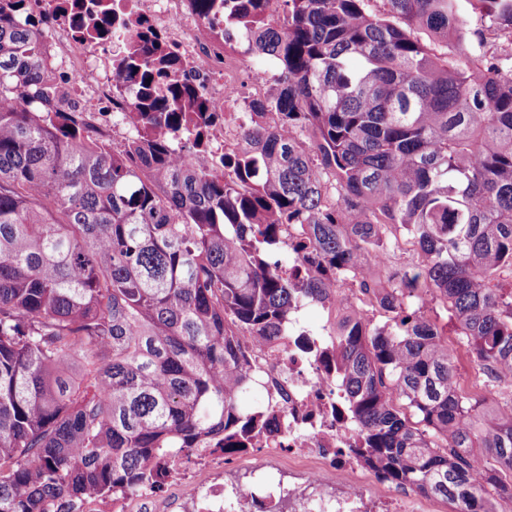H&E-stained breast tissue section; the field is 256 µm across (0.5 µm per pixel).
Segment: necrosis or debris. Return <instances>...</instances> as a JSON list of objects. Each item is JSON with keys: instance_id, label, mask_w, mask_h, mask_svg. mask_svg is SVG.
<instances>
[{"instance_id": "4bbe7bcc", "label": "necrosis or debris", "mask_w": 512, "mask_h": 512, "mask_svg": "<svg viewBox=\"0 0 512 512\" xmlns=\"http://www.w3.org/2000/svg\"><path fill=\"white\" fill-rule=\"evenodd\" d=\"M45 63L60 90L51 102L74 119L84 136L120 147L140 135L126 114L139 99V80L121 77L117 37L135 31L155 39L180 61L177 73L157 77L164 94L178 82L202 94L206 119L199 131L171 136L170 153L203 158L211 172L236 154L239 128L253 103L267 95V78H251L242 92L244 58L225 44L224 20L207 22L192 0H27ZM324 336L288 319L286 338L245 339L250 365L264 391L265 426L254 432L244 475L225 468L219 443L174 455L165 462V497L154 485L113 498L88 496L72 512H436L431 502L395 492L375 481L350 453L352 436L341 421L335 371L324 362Z\"/></svg>"}]
</instances>
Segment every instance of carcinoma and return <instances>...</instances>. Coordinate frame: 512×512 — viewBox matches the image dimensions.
Listing matches in <instances>:
<instances>
[{"mask_svg":"<svg viewBox=\"0 0 512 512\" xmlns=\"http://www.w3.org/2000/svg\"><path fill=\"white\" fill-rule=\"evenodd\" d=\"M24 2L0 0V512L159 485L203 438L238 451L240 337L346 281L331 358L365 462L465 512L511 506L512 401L461 386L448 327L512 387V0H196L279 69L232 176L168 159L204 112L176 90L128 113L157 131L131 158L83 146L45 105ZM124 53L150 99L155 59Z\"/></svg>","mask_w":512,"mask_h":512,"instance_id":"obj_1","label":"carcinoma"}]
</instances>
